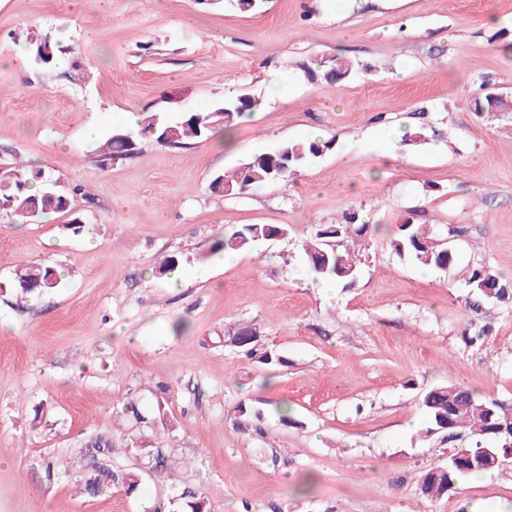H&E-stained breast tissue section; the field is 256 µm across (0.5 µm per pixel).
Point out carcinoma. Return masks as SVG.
<instances>
[{"mask_svg": "<svg viewBox=\"0 0 512 512\" xmlns=\"http://www.w3.org/2000/svg\"><path fill=\"white\" fill-rule=\"evenodd\" d=\"M33 60L46 68L56 66L59 58L68 51L49 34H36L29 40ZM352 64L338 61L328 71L310 70L307 76L316 81L338 82L350 76ZM263 105V100L241 91L216 102L206 112H186L170 118L162 112L145 117L143 132L151 134L161 146L180 149L208 139L219 127L231 126L236 120L247 116ZM469 105L478 114L502 112L512 109V99L489 98L479 93L469 100ZM134 138L116 132L98 147L100 161L107 164L128 158L135 150ZM332 148V141L308 139L282 143L277 149L251 156L232 174H219L211 181L214 192L242 194L253 188L288 181L297 172L321 157ZM41 179L40 174L27 175L11 168L0 172V210L12 219L28 222L51 213L64 212L70 199L48 188L34 190L32 181ZM370 230L367 224L353 223V217L345 218L343 224H327L317 230L314 237L302 242V251L307 271L312 278L351 282L356 279L359 267L352 252L339 249L331 243L333 239L344 240L353 236L363 237ZM288 235V227L279 224H247L224 237L216 249L239 250L253 246L260 240H271ZM391 250L401 259L420 266L448 272L455 264V253L448 252V243L434 231L432 224H398L388 239ZM469 292L465 304L472 322L471 343L483 342L491 333L490 324L484 321L490 309L500 305L512 306V281L503 279L485 265H476L468 270ZM60 285V274L55 267L43 262L18 266L11 279L0 282L1 294H13L27 298L43 294ZM260 331L254 326L241 328L233 343L246 353L253 354ZM425 416L424 427L418 439L426 440L437 433L446 435L451 443L450 451L458 449L476 455L491 444L498 452L508 451L512 443V402L483 397L457 385H442L426 391L421 400ZM86 451L93 459V466L81 480L83 494L98 496L120 485L128 495L137 492L142 484L141 474L135 470L116 471L110 459V443L101 438L91 441ZM443 468L447 469L446 480L460 482L483 469L477 464L458 465L453 457ZM167 512H215L207 495L202 492L182 493L168 501Z\"/></svg>", "mask_w": 512, "mask_h": 512, "instance_id": "1", "label": "carcinoma"}]
</instances>
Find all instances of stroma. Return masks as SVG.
I'll return each mask as SVG.
<instances>
[{
	"mask_svg": "<svg viewBox=\"0 0 512 512\" xmlns=\"http://www.w3.org/2000/svg\"><path fill=\"white\" fill-rule=\"evenodd\" d=\"M35 32L68 46L55 68L26 48ZM340 59L347 79L308 80ZM484 84L512 96V0H267L256 13L0 0V171L40 173L71 201L24 224L0 211V280L30 260L62 277L33 300L0 295V512H152L183 490L216 512H512V465L425 497L448 444L416 437L433 387L512 401V313L493 314L483 345L462 336L469 268L512 280V112L468 109ZM231 90L263 100L233 146L217 133L170 149L138 132L133 155L99 164L123 112L176 117ZM421 127L432 138L404 145ZM315 130L334 146L291 181L211 192L218 174ZM352 211L377 231L344 241L361 273L322 293L301 245ZM75 219L86 233L68 230ZM406 221L450 238V272L391 251ZM246 224L289 234L213 251ZM168 254L177 268L158 273ZM251 323L278 362L231 343ZM99 437L114 470L142 472L141 495L80 493ZM157 449L174 463L161 478Z\"/></svg>",
	"mask_w": 512,
	"mask_h": 512,
	"instance_id": "obj_1",
	"label": "stroma"
}]
</instances>
